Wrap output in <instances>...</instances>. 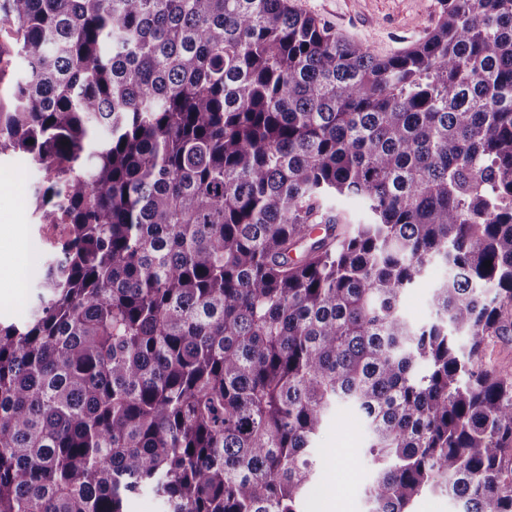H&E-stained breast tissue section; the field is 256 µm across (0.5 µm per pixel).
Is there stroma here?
I'll return each mask as SVG.
<instances>
[{"label":"stroma","mask_w":512,"mask_h":512,"mask_svg":"<svg viewBox=\"0 0 512 512\" xmlns=\"http://www.w3.org/2000/svg\"><path fill=\"white\" fill-rule=\"evenodd\" d=\"M301 12L325 21L349 40L380 56L400 52L423 39L438 20V0H292ZM41 174L21 155L0 157V318L28 316L38 272L48 246L30 206V194ZM443 264L408 288L403 315L420 326L434 320L430 299L448 277ZM367 428L351 407L334 409L317 441L321 464L310 487L306 512H367L366 490L373 467L366 453Z\"/></svg>","instance_id":"obj_1"}]
</instances>
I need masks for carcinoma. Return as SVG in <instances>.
<instances>
[{
    "instance_id": "carcinoma-1",
    "label": "carcinoma",
    "mask_w": 512,
    "mask_h": 512,
    "mask_svg": "<svg viewBox=\"0 0 512 512\" xmlns=\"http://www.w3.org/2000/svg\"><path fill=\"white\" fill-rule=\"evenodd\" d=\"M7 153L64 233L0 321V512H305L338 404L368 512H512V0L385 57L290 0H0ZM449 271L443 264L430 266L426 275L408 288L401 301L403 315L414 325L420 326L434 320L435 313L430 299L435 288L448 278ZM482 362L502 374L512 375V327L503 336L493 337L487 344ZM410 510L412 512H454L456 508L448 496L425 492L414 500Z\"/></svg>"
}]
</instances>
